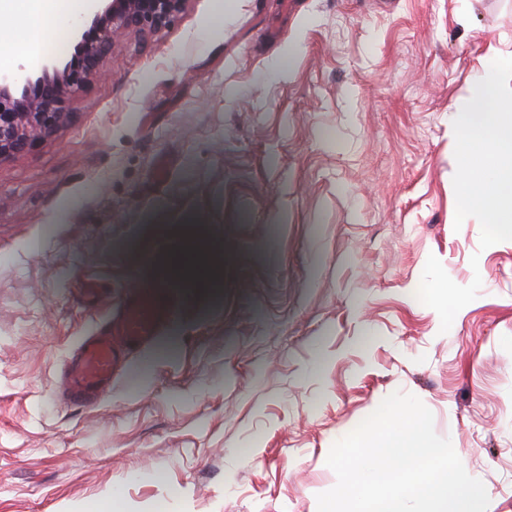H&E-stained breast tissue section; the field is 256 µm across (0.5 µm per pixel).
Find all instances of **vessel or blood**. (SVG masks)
Returning a JSON list of instances; mask_svg holds the SVG:
<instances>
[{"label": "vessel or blood", "instance_id": "b4317fda", "mask_svg": "<svg viewBox=\"0 0 512 512\" xmlns=\"http://www.w3.org/2000/svg\"><path fill=\"white\" fill-rule=\"evenodd\" d=\"M189 294L169 295L155 288L133 287L98 333L82 337L66 370L64 401L99 403L122 377L129 353L148 346L186 304Z\"/></svg>", "mask_w": 512, "mask_h": 512}]
</instances>
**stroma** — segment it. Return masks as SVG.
Segmentation results:
<instances>
[{
  "mask_svg": "<svg viewBox=\"0 0 512 512\" xmlns=\"http://www.w3.org/2000/svg\"><path fill=\"white\" fill-rule=\"evenodd\" d=\"M91 0H54L36 71ZM512 53V0H187L130 32L67 121L0 161V512H318L326 460L389 395L417 396L488 512H512V241L454 224L449 107ZM186 224L223 285L190 288L92 407L65 361L133 285L165 287ZM478 263H471V256ZM478 297L441 332L428 257Z\"/></svg>",
  "mask_w": 512,
  "mask_h": 512,
  "instance_id": "35a3bbf8",
  "label": "stroma"
}]
</instances>
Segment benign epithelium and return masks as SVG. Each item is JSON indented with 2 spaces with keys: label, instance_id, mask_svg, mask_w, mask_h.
Returning <instances> with one entry per match:
<instances>
[{
  "label": "benign epithelium",
  "instance_id": "1",
  "mask_svg": "<svg viewBox=\"0 0 512 512\" xmlns=\"http://www.w3.org/2000/svg\"><path fill=\"white\" fill-rule=\"evenodd\" d=\"M76 31L73 55L38 72H0V161L33 150L65 121L67 97L100 71L114 40L126 32L156 33L185 0H107Z\"/></svg>",
  "mask_w": 512,
  "mask_h": 512
}]
</instances>
